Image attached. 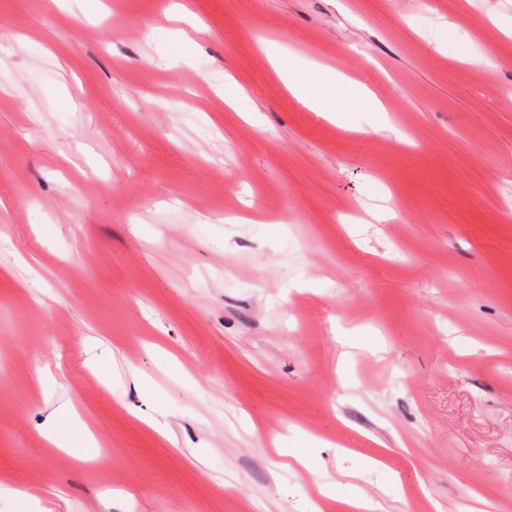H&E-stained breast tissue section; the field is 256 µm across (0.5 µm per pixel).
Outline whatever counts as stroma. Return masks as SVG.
<instances>
[{
    "mask_svg": "<svg viewBox=\"0 0 512 512\" xmlns=\"http://www.w3.org/2000/svg\"><path fill=\"white\" fill-rule=\"evenodd\" d=\"M511 26L0 0V512H512ZM266 44L383 113L312 111ZM60 408L90 461L42 438Z\"/></svg>",
    "mask_w": 512,
    "mask_h": 512,
    "instance_id": "obj_1",
    "label": "stroma"
}]
</instances>
